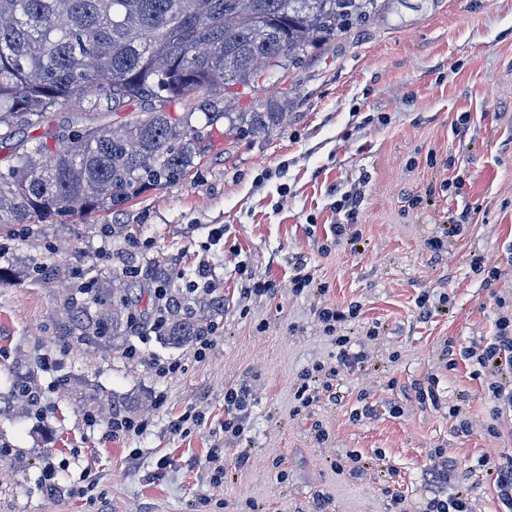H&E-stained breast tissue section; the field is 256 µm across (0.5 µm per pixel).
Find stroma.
I'll return each mask as SVG.
<instances>
[{"label":"stroma","instance_id":"stroma-1","mask_svg":"<svg viewBox=\"0 0 512 512\" xmlns=\"http://www.w3.org/2000/svg\"><path fill=\"white\" fill-rule=\"evenodd\" d=\"M233 93L237 112L286 99L283 125L247 141L215 130L185 180L122 213L0 230L12 273L0 284V512H314L320 495L330 512H422L438 449L462 465L448 490L469 512H506L484 463L512 455V418L497 416L473 354L495 334L498 301L512 304V0H386L311 59ZM350 190L362 196L352 220L336 208ZM346 222L357 239L331 234ZM475 254L496 281L472 270ZM47 260L73 283L159 265L176 292L194 281L223 296L210 348L139 326L107 345L66 336L68 291L29 274ZM303 272L312 280L295 289ZM354 305L335 333L317 318ZM340 336L365 364L334 378L339 400L303 406V373L335 367ZM28 378L34 409L12 396ZM242 383L252 406L232 438L224 393ZM418 386L437 404L419 403ZM116 396L132 399L141 433H110ZM186 412L197 421L171 432Z\"/></svg>","mask_w":512,"mask_h":512}]
</instances>
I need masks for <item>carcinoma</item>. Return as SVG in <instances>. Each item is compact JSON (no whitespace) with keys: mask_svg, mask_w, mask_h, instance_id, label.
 I'll list each match as a JSON object with an SVG mask.
<instances>
[{"mask_svg":"<svg viewBox=\"0 0 512 512\" xmlns=\"http://www.w3.org/2000/svg\"><path fill=\"white\" fill-rule=\"evenodd\" d=\"M379 0H0V228L37 218L63 219L123 206L185 179L205 156V126L248 140L283 124L268 99L233 112L226 85L250 88L274 67L302 61L323 43L371 20ZM193 110L175 117V101ZM122 112L123 127L56 123L63 107L93 113L102 102ZM31 145L15 141L26 130ZM166 283L162 270L151 285ZM140 277L100 273L71 294L87 296L89 314L72 305L69 333L90 342L125 336L134 322ZM224 299L166 305L160 339L197 340Z\"/></svg>","mask_w":512,"mask_h":512,"instance_id":"obj_1","label":"carcinoma"}]
</instances>
